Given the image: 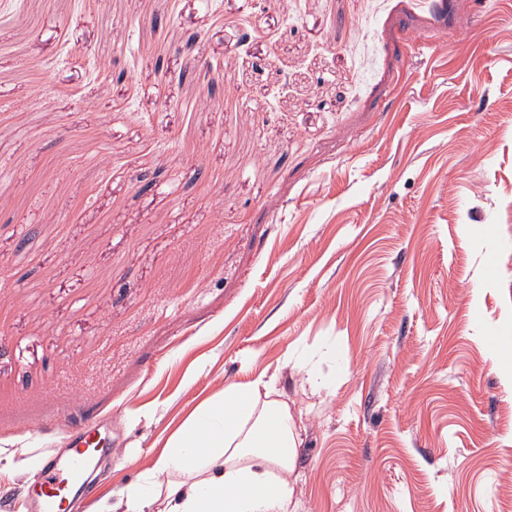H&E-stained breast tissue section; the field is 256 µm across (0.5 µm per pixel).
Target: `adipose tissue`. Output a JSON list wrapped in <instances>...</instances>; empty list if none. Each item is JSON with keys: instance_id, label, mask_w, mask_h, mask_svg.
Returning <instances> with one entry per match:
<instances>
[{"instance_id": "adipose-tissue-1", "label": "adipose tissue", "mask_w": 512, "mask_h": 512, "mask_svg": "<svg viewBox=\"0 0 512 512\" xmlns=\"http://www.w3.org/2000/svg\"><path fill=\"white\" fill-rule=\"evenodd\" d=\"M301 444L276 381L257 377L207 398L165 445L126 512H297Z\"/></svg>"}]
</instances>
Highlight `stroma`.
<instances>
[{
  "label": "stroma",
  "mask_w": 512,
  "mask_h": 512,
  "mask_svg": "<svg viewBox=\"0 0 512 512\" xmlns=\"http://www.w3.org/2000/svg\"><path fill=\"white\" fill-rule=\"evenodd\" d=\"M511 339L512 0H0L10 512L88 414L73 512L262 373L298 512H512Z\"/></svg>",
  "instance_id": "obj_1"
}]
</instances>
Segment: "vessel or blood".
Masks as SVG:
<instances>
[{"label": "vessel or blood", "instance_id": "obj_1", "mask_svg": "<svg viewBox=\"0 0 512 512\" xmlns=\"http://www.w3.org/2000/svg\"><path fill=\"white\" fill-rule=\"evenodd\" d=\"M112 440L100 420L89 419L66 455L43 452V481L32 495V512H69L71 501L90 485L89 475L107 456Z\"/></svg>", "mask_w": 512, "mask_h": 512}]
</instances>
